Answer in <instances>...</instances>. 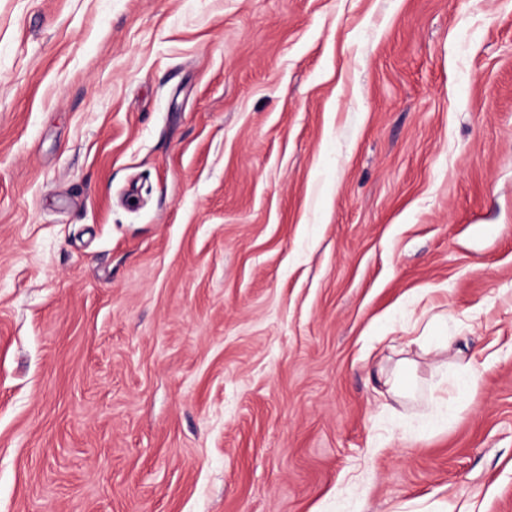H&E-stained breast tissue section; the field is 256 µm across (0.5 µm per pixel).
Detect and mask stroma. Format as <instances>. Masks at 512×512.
Returning a JSON list of instances; mask_svg holds the SVG:
<instances>
[{
	"instance_id": "stroma-1",
	"label": "stroma",
	"mask_w": 512,
	"mask_h": 512,
	"mask_svg": "<svg viewBox=\"0 0 512 512\" xmlns=\"http://www.w3.org/2000/svg\"><path fill=\"white\" fill-rule=\"evenodd\" d=\"M0 512H512V0H0Z\"/></svg>"
}]
</instances>
